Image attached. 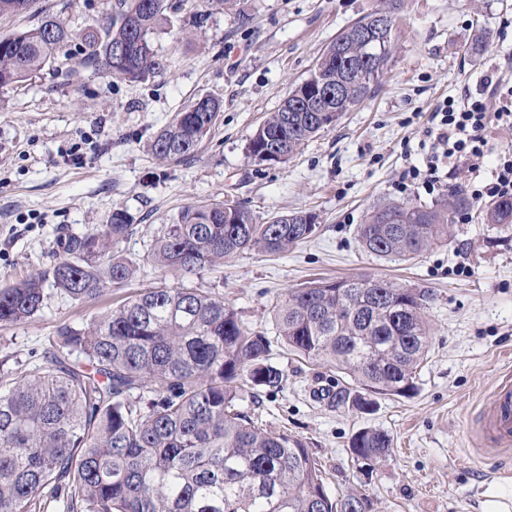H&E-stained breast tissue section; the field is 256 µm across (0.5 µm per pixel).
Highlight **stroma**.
<instances>
[{
  "instance_id": "35a3bbf8",
  "label": "stroma",
  "mask_w": 512,
  "mask_h": 512,
  "mask_svg": "<svg viewBox=\"0 0 512 512\" xmlns=\"http://www.w3.org/2000/svg\"><path fill=\"white\" fill-rule=\"evenodd\" d=\"M169 26L154 38L168 68L140 82L85 63L80 40L62 44L31 79L0 88V288L49 267L55 229L83 232L116 208L136 233L117 250L138 277L109 289L103 303L79 305L46 287V304L19 326H0V363L40 365L58 326L82 324L174 273L147 262L155 235L190 204L238 201L260 220L316 213L319 228L279 255L239 254L194 277L224 297L244 325L266 336L280 388H244L241 410L305 441L322 462L332 494L366 497L369 512H482L486 494L512 489V453L486 451L480 417L512 376V224L483 219L482 203L453 217V235L409 261L379 258L358 242L377 204L436 205L461 182L443 177L429 193L404 183L431 152L427 129L444 100L477 92L486 79L512 81V0H398L393 55L369 97L284 164H258L247 137L307 78L339 30L381 0H167ZM108 0H32L0 16V39L59 18L72 31L101 21ZM224 107L199 152L163 163L154 135L197 99ZM370 277L429 291L431 350L410 396L374 395L371 411L337 405L357 393L342 370L288 353L272 310L291 288L321 279ZM363 428L386 431L388 456L366 464L350 450Z\"/></svg>"
}]
</instances>
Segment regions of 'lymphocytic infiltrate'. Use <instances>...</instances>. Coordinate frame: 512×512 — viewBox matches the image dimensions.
<instances>
[{
    "label": "lymphocytic infiltrate",
    "instance_id": "f902f5d3",
    "mask_svg": "<svg viewBox=\"0 0 512 512\" xmlns=\"http://www.w3.org/2000/svg\"><path fill=\"white\" fill-rule=\"evenodd\" d=\"M498 100L496 110H489L488 96ZM437 120L429 128L434 151L425 168H412L407 177L421 180L427 191L440 185L438 175L441 163L454 162L472 199L512 197V149L502 151L491 172L489 181H480L484 164L487 131L492 127H512V86L501 87L489 82L484 92L465 94L462 100H448L436 113Z\"/></svg>",
    "mask_w": 512,
    "mask_h": 512
}]
</instances>
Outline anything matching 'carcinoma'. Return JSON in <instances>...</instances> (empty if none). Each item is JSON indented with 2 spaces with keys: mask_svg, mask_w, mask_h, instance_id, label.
I'll return each instance as SVG.
<instances>
[{
  "mask_svg": "<svg viewBox=\"0 0 512 512\" xmlns=\"http://www.w3.org/2000/svg\"><path fill=\"white\" fill-rule=\"evenodd\" d=\"M396 5L385 0L332 40L247 139L249 158L263 163L261 154L278 143L291 156L325 130L312 111L315 87L341 90L332 100L338 113L370 95L391 57V30L369 44L364 33ZM167 9V0H116L104 22L79 33L46 16L0 39V87L40 71L73 38L84 45L86 64L106 75H158L165 62L153 39L168 23ZM121 46L128 58L118 63ZM359 70L369 78L353 80ZM222 108L210 98L200 111L177 113L154 136L151 153L166 162L193 156ZM467 205L459 191L436 208L382 203L358 239L377 257L411 260L448 236V211ZM485 215L490 224H512V199L495 201ZM135 228L133 216L115 208L86 232H60L50 268L0 288V325L33 318L48 281L79 304L124 287L137 269L114 247ZM316 229L310 212L262 222L234 200L189 205L155 237L147 258L189 281L245 251L284 253ZM427 300L382 279H319L289 289L273 318L288 350L343 370L372 393L408 396L430 348ZM268 352L267 337L249 332L224 298L184 283L144 289L80 327L59 326L42 366L0 374V512H37L47 487L69 512H365L366 499L327 491L322 465L303 440L238 410L243 385H282ZM351 448L373 463L389 454L391 438L365 428Z\"/></svg>",
  "mask_w": 512,
  "mask_h": 512,
  "instance_id": "carcinoma-1",
  "label": "carcinoma"
}]
</instances>
